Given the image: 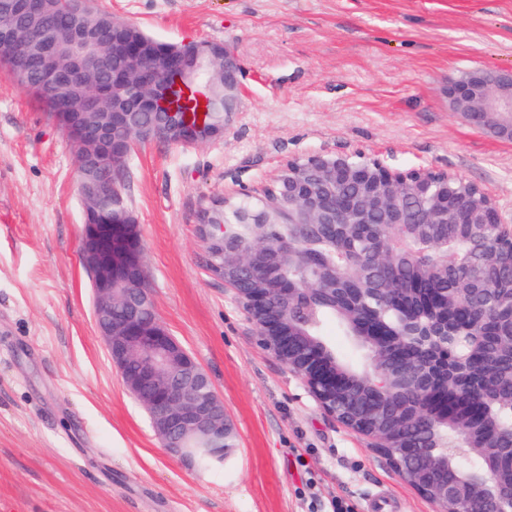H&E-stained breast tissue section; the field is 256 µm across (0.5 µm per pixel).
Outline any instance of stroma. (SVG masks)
Segmentation results:
<instances>
[{
    "mask_svg": "<svg viewBox=\"0 0 512 512\" xmlns=\"http://www.w3.org/2000/svg\"><path fill=\"white\" fill-rule=\"evenodd\" d=\"M170 44L229 47L240 110L215 142L136 144L123 193L156 312L209 375L236 436L223 466L170 455L94 323L72 144L0 73V512H433L263 348L209 269L200 217L291 159L362 153L477 185L512 224V141L453 112L467 71H512V0H93Z\"/></svg>",
    "mask_w": 512,
    "mask_h": 512,
    "instance_id": "stroma-1",
    "label": "stroma"
}]
</instances>
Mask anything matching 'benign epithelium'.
I'll return each instance as SVG.
<instances>
[{"mask_svg":"<svg viewBox=\"0 0 512 512\" xmlns=\"http://www.w3.org/2000/svg\"><path fill=\"white\" fill-rule=\"evenodd\" d=\"M55 0H0V44L39 62L37 77L55 100L69 111L60 113L62 128L80 153L81 200L95 203L94 218L84 217L80 258L90 274L94 316L113 364L126 389L150 415L165 448L193 463L192 452L205 448L214 464L234 451L227 443L231 428L223 401L192 355L161 323L147 285V270L140 225L124 200L122 188L133 144L132 135L147 140L152 130L164 139L174 134L186 145L217 141L232 122L242 91L240 65L225 46L210 42L174 45L158 65L156 42L143 43L123 26L112 32L83 20L67 28V43L45 17ZM224 59V122L205 125L193 113L209 109L211 80L188 73L208 61ZM480 68L451 80L448 102L472 125L512 140V73L496 70L486 78ZM310 164L286 162L273 183L278 187V208L290 215L296 232L272 240L268 215L247 211L243 219L255 225V243L249 250L234 238L216 240L235 258V278L224 280L243 311L254 323L259 343L271 351L304 383L316 403L351 431L373 441L396 472L436 512H512V469L496 466L497 438H476L451 409L430 414L426 402L448 385L479 341L464 343L466 352L453 368L440 369L424 352L445 334L418 335L410 323L402 335L423 356L398 357L382 364L387 345L378 330L353 329V335L375 352L373 368L359 385L348 384L343 368L330 363L325 352L303 331L301 315L316 294L333 299L354 297L355 288L340 287L342 275L331 267L318 274L325 287L264 288L258 283L266 262L289 256L302 236H323L342 224H406L417 237H429L440 224H466V240L473 252L471 281L482 273L487 228L512 240V226L503 222L489 197L477 207L463 208V198L448 201L444 170L400 171L362 154L318 153ZM112 169V182L102 181L99 169ZM344 185L352 191L341 201L336 193ZM412 199L429 203L422 212L398 204ZM469 297L512 311V294L485 295L468 289ZM497 389L486 385L470 394L485 407L479 423L512 432V402H502L496 414L488 404ZM425 435L436 434L439 444L410 448L399 443L407 426Z\"/></svg>","mask_w":512,"mask_h":512,"instance_id":"obj_1","label":"benign epithelium"}]
</instances>
